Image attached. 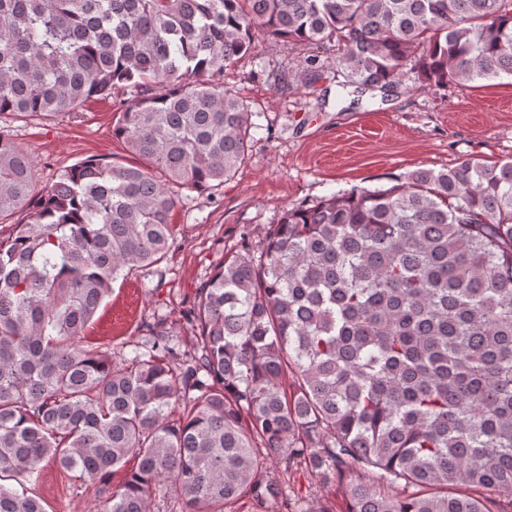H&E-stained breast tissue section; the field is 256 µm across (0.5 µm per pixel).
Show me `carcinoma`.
I'll return each instance as SVG.
<instances>
[{"mask_svg": "<svg viewBox=\"0 0 512 512\" xmlns=\"http://www.w3.org/2000/svg\"><path fill=\"white\" fill-rule=\"evenodd\" d=\"M258 30L336 41L338 86L359 96L512 76V0H0V116L56 117L122 84L112 134L139 159L84 158L40 192L0 132V223L22 215L0 240V512H46L13 483L51 464L104 488V512L169 489L180 512H336L290 498L266 460L326 486L371 471L347 512L512 498V160L288 207L198 289L188 360L161 322L120 366L85 344L121 273L168 252L171 186L211 190L248 158L255 112L220 77ZM305 64L260 75L311 87L322 66Z\"/></svg>", "mask_w": 512, "mask_h": 512, "instance_id": "cac0c4a2", "label": "carcinoma"}]
</instances>
